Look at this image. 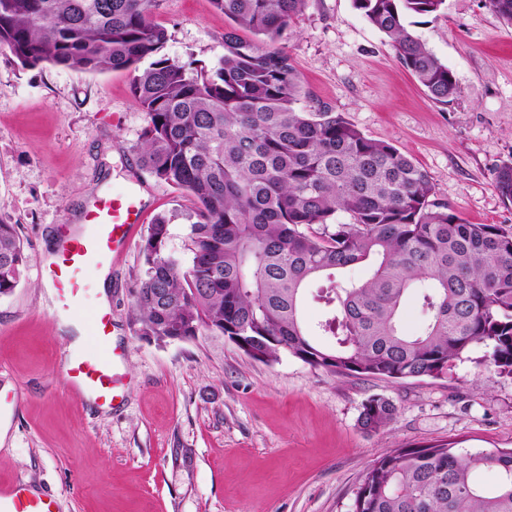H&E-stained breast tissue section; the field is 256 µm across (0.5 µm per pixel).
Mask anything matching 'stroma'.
<instances>
[{
    "instance_id": "1",
    "label": "stroma",
    "mask_w": 512,
    "mask_h": 512,
    "mask_svg": "<svg viewBox=\"0 0 512 512\" xmlns=\"http://www.w3.org/2000/svg\"><path fill=\"white\" fill-rule=\"evenodd\" d=\"M167 57L215 71L229 22L211 0H160ZM412 32L453 72L450 103L430 99L351 0H308L278 41L302 84L300 109H329L425 169L436 199L470 224L512 225L493 183L512 159V25L487 0H446ZM147 120L124 72L21 68L0 51V219L26 245L19 286L0 297V480L24 479L57 512H350L363 472L395 448H512V377L480 366L478 346L447 376L333 375L284 355L272 364L231 342L139 336L133 291L157 215L183 257L192 201L139 163ZM139 185L146 212L113 262L112 344L125 397L76 399L71 339L44 294V252L90 198ZM397 408L384 431L358 426L372 395Z\"/></svg>"
}]
</instances>
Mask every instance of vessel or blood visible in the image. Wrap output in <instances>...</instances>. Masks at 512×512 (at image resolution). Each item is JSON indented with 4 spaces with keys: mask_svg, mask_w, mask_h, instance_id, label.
I'll use <instances>...</instances> for the list:
<instances>
[{
    "mask_svg": "<svg viewBox=\"0 0 512 512\" xmlns=\"http://www.w3.org/2000/svg\"><path fill=\"white\" fill-rule=\"evenodd\" d=\"M144 204L138 191L95 195L86 206L83 231L65 235L54 261L46 271L59 301L70 306L87 288L85 273L118 260L143 221ZM109 308H94L87 331L94 350L79 351L70 358L68 384L78 396L92 395L101 405H114L123 396L124 374L108 350L112 336ZM0 512H55L53 500L30 495L24 481L0 487Z\"/></svg>",
    "mask_w": 512,
    "mask_h": 512,
    "instance_id": "obj_1",
    "label": "vessel or blood"
}]
</instances>
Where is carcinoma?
<instances>
[{"label":"carcinoma","instance_id":"carcinoma-1","mask_svg":"<svg viewBox=\"0 0 512 512\" xmlns=\"http://www.w3.org/2000/svg\"><path fill=\"white\" fill-rule=\"evenodd\" d=\"M211 2L232 23L213 73L163 53L159 0H0V49L21 67L129 74L147 116L142 167L193 199L186 261L169 252L166 217L148 226L133 292L138 335L222 336L255 361L286 353L334 375L391 380L444 377L482 345L480 363L511 376L512 227L463 222L406 153L340 112L296 108L299 74L274 43L308 0ZM445 2L352 0L439 103L456 99L458 85L407 17ZM241 29L267 45L242 40ZM494 186L512 205V160ZM25 262L16 226L0 220V296L19 285ZM358 264L371 266L368 278L337 279ZM323 277L318 332L329 346L310 337L301 309ZM413 294L427 319L408 335L400 315ZM395 416L389 398L372 395L358 424L379 433ZM484 469L495 484L474 480ZM353 512H512V449L396 448L365 470Z\"/></svg>","mask_w":512,"mask_h":512}]
</instances>
